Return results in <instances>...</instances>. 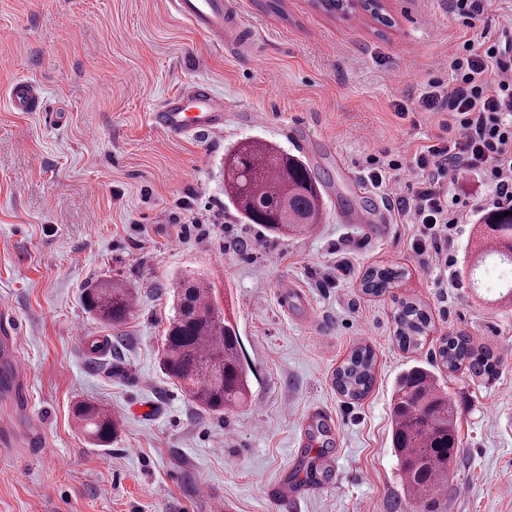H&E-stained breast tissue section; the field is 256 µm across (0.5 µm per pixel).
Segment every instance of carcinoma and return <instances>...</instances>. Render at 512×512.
Here are the masks:
<instances>
[{
	"instance_id": "cac0c4a2",
	"label": "carcinoma",
	"mask_w": 512,
	"mask_h": 512,
	"mask_svg": "<svg viewBox=\"0 0 512 512\" xmlns=\"http://www.w3.org/2000/svg\"><path fill=\"white\" fill-rule=\"evenodd\" d=\"M330 180L329 173L313 170L300 157L262 140L241 142L224 156V196L246 223L260 225L272 237L306 234L320 223L325 211L322 189ZM505 211L508 215L501 216ZM483 223L494 240L475 254L468 274L472 288L483 287L489 258L512 269V208L486 213ZM404 275L401 269L370 268L362 288L384 294ZM83 298L89 312L111 325L124 323L134 310L128 289L117 282L91 283ZM173 309L159 358L163 373L205 412L242 404L249 376L241 338L235 320L218 307L212 285L203 278H179ZM394 321L399 346L418 349L430 327L427 311L414 301L399 300ZM437 355L450 374L463 367L476 377L496 371L493 356L475 352L462 334L444 337ZM374 380L375 354L367 346L354 349L334 374L336 390L352 401L366 397ZM390 409V442L411 512H440L448 493V463L460 446L458 408L428 368L412 365L397 377ZM73 416L99 446L117 438L119 422L99 405L79 402Z\"/></svg>"
}]
</instances>
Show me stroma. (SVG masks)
Masks as SVG:
<instances>
[{
	"label": "stroma",
	"mask_w": 512,
	"mask_h": 512,
	"mask_svg": "<svg viewBox=\"0 0 512 512\" xmlns=\"http://www.w3.org/2000/svg\"><path fill=\"white\" fill-rule=\"evenodd\" d=\"M259 57L248 63L197 32L166 0H0V307L10 314L28 377V405L0 396V422L31 444L0 451V512H392L403 501L390 446V400L408 366L434 368L459 407L457 457L444 512H512V304L469 288L489 190L462 175L454 194L474 206L446 267L411 249L414 227L390 212L382 234L343 213L377 214L363 194L370 155L409 162L441 135L420 108L428 81L473 36L450 0H386L389 25L345 20L313 0H225ZM40 84L44 111L18 112L8 87ZM224 97L222 132L175 139L151 115L195 80ZM263 113L259 123L252 112ZM262 139L328 171L326 210L310 233L268 238L224 195V154ZM372 266L405 276L364 293ZM211 281L233 314L250 367L248 401L209 413L159 369L176 277ZM130 288L135 312L111 328L86 311L83 288ZM299 285L303 297L286 295ZM431 316L419 349L395 338L396 302ZM316 321L303 320L304 307ZM499 357L492 377L434 366L447 335ZM376 357L360 401L341 396L337 367L359 346ZM89 401L121 423L94 446L72 408ZM333 414L336 484L299 503L275 496L324 438L308 418Z\"/></svg>",
	"instance_id": "stroma-1"
}]
</instances>
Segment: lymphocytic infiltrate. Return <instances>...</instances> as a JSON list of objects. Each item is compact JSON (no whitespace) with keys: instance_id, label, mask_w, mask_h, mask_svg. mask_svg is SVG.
<instances>
[{"instance_id":"f902f5d3","label":"lymphocytic infiltrate","mask_w":512,"mask_h":512,"mask_svg":"<svg viewBox=\"0 0 512 512\" xmlns=\"http://www.w3.org/2000/svg\"><path fill=\"white\" fill-rule=\"evenodd\" d=\"M448 71V83H431L420 98L426 110L447 113L446 134L413 156L414 181L392 201L418 225L421 255H441L449 230L469 217L467 203L451 193L461 174L476 175L494 206H512V32L463 40Z\"/></svg>"}]
</instances>
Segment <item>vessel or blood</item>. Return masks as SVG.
<instances>
[{"label": "vessel or blood", "mask_w": 512, "mask_h": 512, "mask_svg": "<svg viewBox=\"0 0 512 512\" xmlns=\"http://www.w3.org/2000/svg\"><path fill=\"white\" fill-rule=\"evenodd\" d=\"M176 14L198 32L223 39L233 20L224 8V0H170ZM12 108L18 112H39L43 109L41 87L27 79L15 81L9 92ZM154 126L175 138L195 137L223 131L224 100L210 82L194 81L167 95L152 115ZM18 338L10 322L0 323V358L5 369L0 377L12 386L16 395H23L26 371L17 353Z\"/></svg>", "instance_id": "vessel-or-blood-1"}]
</instances>
